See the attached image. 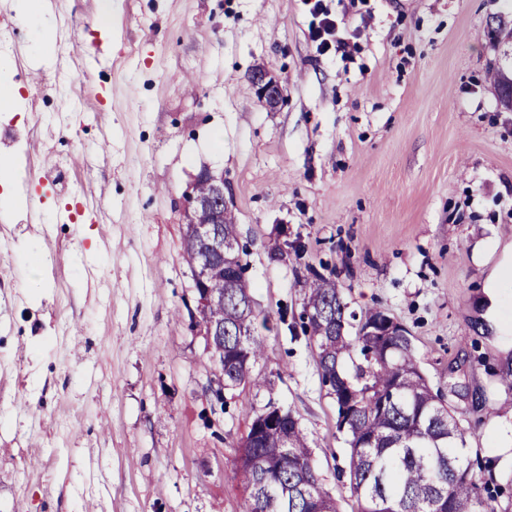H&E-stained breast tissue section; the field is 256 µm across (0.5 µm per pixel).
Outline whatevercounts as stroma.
Instances as JSON below:
<instances>
[{
  "mask_svg": "<svg viewBox=\"0 0 512 512\" xmlns=\"http://www.w3.org/2000/svg\"><path fill=\"white\" fill-rule=\"evenodd\" d=\"M42 4L30 21L0 0L14 32L0 71L19 94L0 112L18 187L0 222V512H244L239 445L269 401L299 417L353 512L336 404L300 328L317 274L356 315L408 330L480 477L512 481L498 442L512 276L487 321L472 259L479 241L512 242V112L490 77L512 75V39L485 36L512 29V0H323L343 53L317 50L303 0H115L104 21L100 0ZM50 67L66 95L30 83ZM257 67L281 107L258 102ZM205 168L247 247L261 392L216 397L195 324L182 215ZM250 81L256 97L264 107L276 109L284 100V90L280 83L266 70L256 69L250 74Z\"/></svg>",
  "mask_w": 512,
  "mask_h": 512,
  "instance_id": "1",
  "label": "stroma"
}]
</instances>
